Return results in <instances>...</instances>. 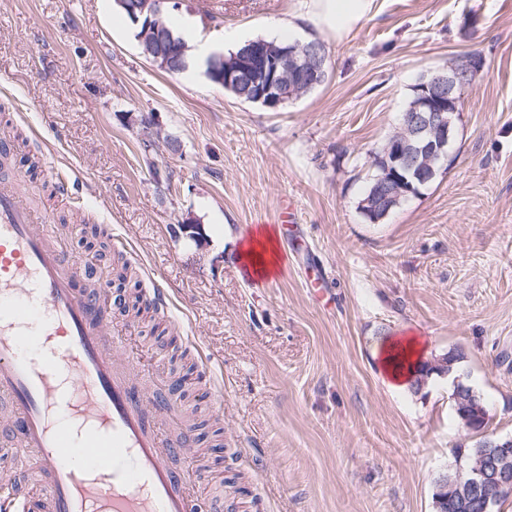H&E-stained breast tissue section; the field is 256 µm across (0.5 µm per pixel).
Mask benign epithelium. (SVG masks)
Segmentation results:
<instances>
[{"mask_svg":"<svg viewBox=\"0 0 512 512\" xmlns=\"http://www.w3.org/2000/svg\"><path fill=\"white\" fill-rule=\"evenodd\" d=\"M169 0H118L132 13L134 23L141 24L140 42L144 55L167 68L187 57L189 47L179 44L172 32L161 25L160 15ZM294 71L310 83L318 80L324 57L320 40H310L290 50ZM248 65L247 76L256 88L257 100L269 107L279 102L278 84L274 73L262 63V46L250 42L242 50ZM461 69L475 76L485 70V62L478 54H467L461 58ZM459 74L455 70L437 68L431 71L424 85L425 94L420 109L406 117L407 135L401 142L386 152L384 174L377 178L372 197L388 208L400 193H410L415 188L434 180L441 171L438 164L448 160L452 148L455 128L446 113L459 112L463 102L455 93ZM494 455L502 462L491 471L476 468L459 474L456 480L458 494L464 496L475 490H486L485 498H508L512 496V469L503 462L512 456V437L492 444Z\"/></svg>","mask_w":512,"mask_h":512,"instance_id":"1","label":"benign epithelium"}]
</instances>
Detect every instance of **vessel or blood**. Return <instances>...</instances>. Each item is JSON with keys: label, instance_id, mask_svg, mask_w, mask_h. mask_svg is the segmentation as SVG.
I'll return each mask as SVG.
<instances>
[{"label": "vessel or blood", "instance_id": "obj_1", "mask_svg": "<svg viewBox=\"0 0 512 512\" xmlns=\"http://www.w3.org/2000/svg\"><path fill=\"white\" fill-rule=\"evenodd\" d=\"M85 278L53 214L0 181V458L30 455L41 479L33 498L23 471L1 479L0 512H201L170 465L192 433L159 425Z\"/></svg>", "mask_w": 512, "mask_h": 512}]
</instances>
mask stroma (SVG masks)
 Here are the masks:
<instances>
[{
  "instance_id": "stroma-1",
  "label": "stroma",
  "mask_w": 512,
  "mask_h": 512,
  "mask_svg": "<svg viewBox=\"0 0 512 512\" xmlns=\"http://www.w3.org/2000/svg\"><path fill=\"white\" fill-rule=\"evenodd\" d=\"M178 2L173 28L193 23L219 48L278 25L292 4ZM306 36L325 44L329 79L272 112L236 101L203 68L158 69L114 0H0V124L20 134L0 180L32 176L95 277L110 279V260L83 225L122 237L125 259L153 274L127 283V300L166 289L168 315L116 311L112 321L131 327L151 369L171 372L156 327L194 366L182 388L203 425L171 465L203 467V512H435L436 477L475 436L447 378L389 390L374 352L408 332L428 359L459 352L489 433L512 434V0H373L344 39ZM470 51L485 75L464 91L447 170L370 223L358 203L371 152L413 87ZM145 115L179 152L149 148ZM30 157L57 181L30 175ZM159 171L172 173L171 190ZM287 204L286 263L250 278L237 239ZM187 220L200 241L181 233ZM207 369L220 395H204Z\"/></svg>"
}]
</instances>
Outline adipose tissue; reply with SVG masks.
<instances>
[{
	"mask_svg": "<svg viewBox=\"0 0 512 512\" xmlns=\"http://www.w3.org/2000/svg\"><path fill=\"white\" fill-rule=\"evenodd\" d=\"M373 0H293L285 24L267 31L269 41L286 42L302 39L305 26H312L343 39L367 18ZM247 273L259 279L277 274L283 258L276 246V238L269 228L251 233L248 245L239 249ZM426 350L418 337L386 338L375 355L383 371L386 385L393 390L409 388L413 370L421 363Z\"/></svg>",
	"mask_w": 512,
	"mask_h": 512,
	"instance_id": "ef3b65f1",
	"label": "adipose tissue"
}]
</instances>
